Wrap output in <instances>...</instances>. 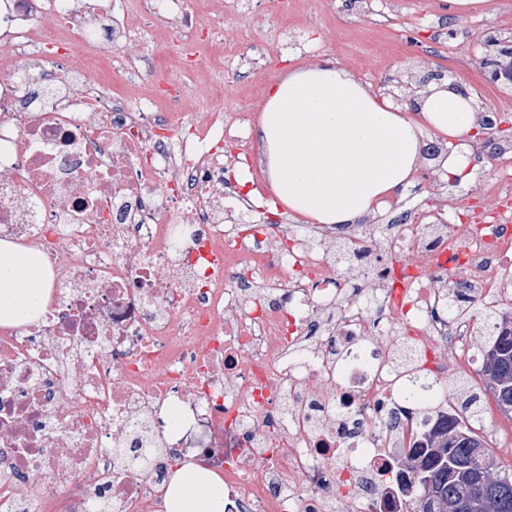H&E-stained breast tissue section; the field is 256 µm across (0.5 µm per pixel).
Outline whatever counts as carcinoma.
Here are the masks:
<instances>
[{
	"instance_id": "carcinoma-1",
	"label": "carcinoma",
	"mask_w": 512,
	"mask_h": 512,
	"mask_svg": "<svg viewBox=\"0 0 512 512\" xmlns=\"http://www.w3.org/2000/svg\"><path fill=\"white\" fill-rule=\"evenodd\" d=\"M470 311L485 328L482 376L501 413L512 416V316L499 309L481 310L466 298L465 288L448 289V312ZM402 391L412 402L428 376L417 366L412 351L401 358ZM459 403L458 412L441 414L421 408L428 430L414 452L397 460L398 475H407L402 488L405 512H448V503L470 494L473 467L483 464L482 477L492 496L477 501L468 512H512V473L499 469L496 459L479 435L476 426L483 420L481 395L463 379L452 382Z\"/></svg>"
}]
</instances>
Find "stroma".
I'll return each mask as SVG.
<instances>
[{
  "label": "stroma",
  "mask_w": 512,
  "mask_h": 512,
  "mask_svg": "<svg viewBox=\"0 0 512 512\" xmlns=\"http://www.w3.org/2000/svg\"><path fill=\"white\" fill-rule=\"evenodd\" d=\"M264 2L243 0L241 12L224 19L225 39L240 42L244 53L260 60L247 75H219L216 63L209 62L187 76L178 62L168 64L169 78L187 79L192 86L188 111H260L270 81L289 69L329 58L382 95L389 77L423 66L444 71L447 81L467 87L478 109L512 122V85L488 84L477 63L487 31L512 32V0H485L482 9L467 13L449 11L445 0H285L270 29L252 23ZM450 29L453 39H443ZM270 38L278 42L279 51L264 61L261 49ZM219 76L224 89L216 97L208 88ZM508 173L512 157L487 161L473 171L468 184L480 212L496 211ZM485 407L477 432L499 468L512 471V419L499 411L493 396H486Z\"/></svg>",
  "instance_id": "stroma-1"
}]
</instances>
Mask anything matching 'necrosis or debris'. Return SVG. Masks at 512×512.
Listing matches in <instances>:
<instances>
[{
    "instance_id": "1",
    "label": "necrosis or debris",
    "mask_w": 512,
    "mask_h": 512,
    "mask_svg": "<svg viewBox=\"0 0 512 512\" xmlns=\"http://www.w3.org/2000/svg\"><path fill=\"white\" fill-rule=\"evenodd\" d=\"M135 16L186 70L216 46L250 63L223 0L205 22L197 0H0V241L51 281L36 321L0 331V512H166L184 458L223 476L224 512H381L424 430L396 354L438 379L476 364L440 283L453 267L482 307L511 300L512 223L419 211L382 258L370 224L254 231L225 179L248 116L188 114Z\"/></svg>"
}]
</instances>
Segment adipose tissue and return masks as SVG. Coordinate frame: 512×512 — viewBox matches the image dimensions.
Instances as JSON below:
<instances>
[{
  "label": "adipose tissue",
  "instance_id": "adipose-tissue-1",
  "mask_svg": "<svg viewBox=\"0 0 512 512\" xmlns=\"http://www.w3.org/2000/svg\"><path fill=\"white\" fill-rule=\"evenodd\" d=\"M255 128L274 201L308 224H356L388 208L416 172L425 134L452 141L443 166L464 176L460 152L474 126L473 98L435 89L416 110L394 104L333 60L300 66L272 81ZM48 262L36 250L0 242V326L32 322L50 296ZM167 512H224V481L186 463L173 474Z\"/></svg>",
  "mask_w": 512,
  "mask_h": 512
}]
</instances>
